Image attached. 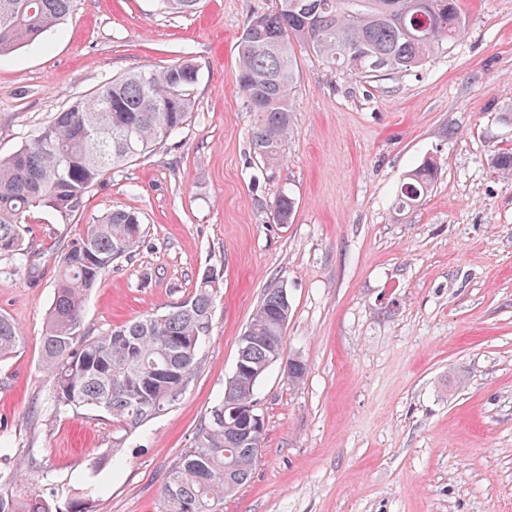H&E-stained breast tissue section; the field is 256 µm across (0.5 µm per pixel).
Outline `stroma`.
Masks as SVG:
<instances>
[{"label":"stroma","instance_id":"obj_1","mask_svg":"<svg viewBox=\"0 0 512 512\" xmlns=\"http://www.w3.org/2000/svg\"><path fill=\"white\" fill-rule=\"evenodd\" d=\"M463 35L422 66L378 78L297 50L283 159L250 145L237 44L278 0H77L61 31L0 57V156L104 81L192 59L194 110L180 135L92 188L79 211L36 207L35 274L0 256V314L22 349L0 362V448L45 495L94 512H159L165 473L222 397L264 289L286 288L288 380L272 366L251 480L219 512H512V0H459ZM441 165L418 206L395 213L404 176ZM296 201L277 223L281 191ZM139 212L145 242L85 303L89 336L160 314L220 272L213 326L179 401L132 433L110 416L56 414L41 367L54 254L112 208ZM118 466H99L107 453Z\"/></svg>","mask_w":512,"mask_h":512}]
</instances>
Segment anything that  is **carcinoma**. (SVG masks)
Returning <instances> with one entry per match:
<instances>
[{
  "instance_id": "1",
  "label": "carcinoma",
  "mask_w": 512,
  "mask_h": 512,
  "mask_svg": "<svg viewBox=\"0 0 512 512\" xmlns=\"http://www.w3.org/2000/svg\"><path fill=\"white\" fill-rule=\"evenodd\" d=\"M76 0H0V56L32 44L63 24ZM167 14H190L200 0H158ZM458 0H278L272 13L252 17L239 37L236 81L254 114L253 153L284 157L292 134L296 84L295 46L329 67L355 76L381 77L410 70L447 49L465 29ZM197 67L188 59L159 71L138 70L101 84L58 112L8 157H0V255L17 266L34 265L22 224L27 211L46 206L65 215L115 169L176 138L193 110ZM427 159L404 179L394 211L419 204L438 177ZM296 202L279 194L274 209L289 224ZM139 213L107 212L55 257L59 279L44 336L41 361L54 379L53 407L62 413L90 407L112 417L128 433L178 401L197 370V355L212 330V290L203 276L194 293L161 315H145L89 337L81 330L86 297L114 264L144 243ZM282 288L264 290L239 343L246 371L224 387L198 429L194 446L167 471L162 512H216V505L246 484L258 460L263 434L232 411L253 399L271 367V350L284 352ZM24 344L16 325L0 314V360ZM9 449L0 448V486L22 480ZM0 512H93L84 498L64 506L33 489L0 491Z\"/></svg>"
}]
</instances>
